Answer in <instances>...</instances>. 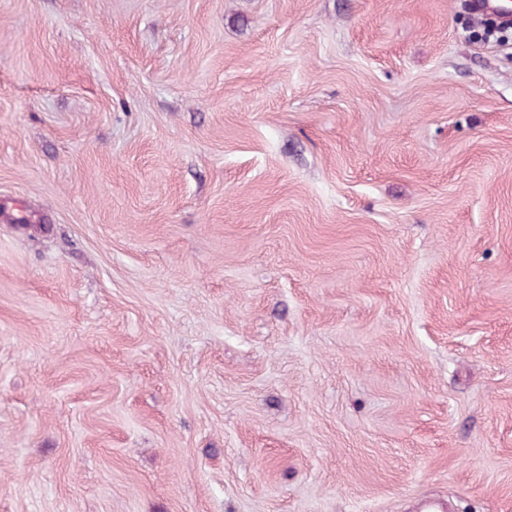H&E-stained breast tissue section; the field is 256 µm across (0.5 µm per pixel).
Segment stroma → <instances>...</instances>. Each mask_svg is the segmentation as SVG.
Masks as SVG:
<instances>
[{"label": "stroma", "mask_w": 512, "mask_h": 512, "mask_svg": "<svg viewBox=\"0 0 512 512\" xmlns=\"http://www.w3.org/2000/svg\"><path fill=\"white\" fill-rule=\"evenodd\" d=\"M462 2L0 0V512H512Z\"/></svg>", "instance_id": "obj_1"}]
</instances>
